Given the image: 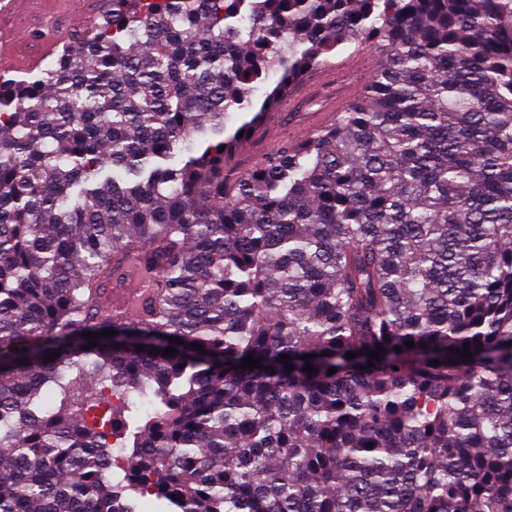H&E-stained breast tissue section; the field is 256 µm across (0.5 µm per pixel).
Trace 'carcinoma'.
<instances>
[{"mask_svg": "<svg viewBox=\"0 0 512 512\" xmlns=\"http://www.w3.org/2000/svg\"><path fill=\"white\" fill-rule=\"evenodd\" d=\"M347 45L365 91L239 168ZM146 496L512 512V0H112L0 81V512Z\"/></svg>", "mask_w": 512, "mask_h": 512, "instance_id": "1", "label": "carcinoma"}]
</instances>
